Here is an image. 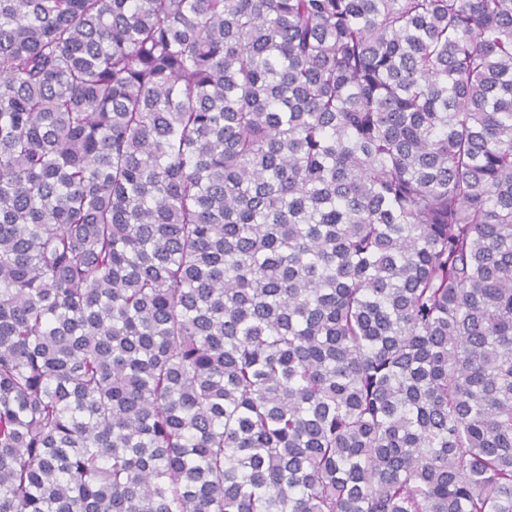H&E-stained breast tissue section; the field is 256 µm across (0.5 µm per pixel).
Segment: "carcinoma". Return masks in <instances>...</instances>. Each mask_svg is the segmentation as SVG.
I'll return each instance as SVG.
<instances>
[{
  "label": "carcinoma",
  "mask_w": 512,
  "mask_h": 512,
  "mask_svg": "<svg viewBox=\"0 0 512 512\" xmlns=\"http://www.w3.org/2000/svg\"><path fill=\"white\" fill-rule=\"evenodd\" d=\"M0 512H512V0H0Z\"/></svg>",
  "instance_id": "1"
}]
</instances>
